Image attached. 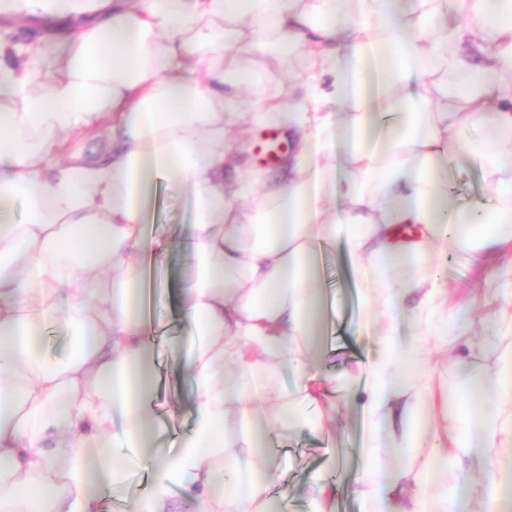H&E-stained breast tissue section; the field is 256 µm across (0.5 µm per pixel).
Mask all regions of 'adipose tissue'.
I'll return each mask as SVG.
<instances>
[{
	"label": "adipose tissue",
	"mask_w": 512,
	"mask_h": 512,
	"mask_svg": "<svg viewBox=\"0 0 512 512\" xmlns=\"http://www.w3.org/2000/svg\"><path fill=\"white\" fill-rule=\"evenodd\" d=\"M16 24L34 34L0 38V512H101L99 486L125 490V449L152 444L144 395L155 330L138 304L143 263L171 248L148 226L159 181L191 206L179 306L194 343L192 431L175 453L145 458L151 491L134 512H173L175 489L192 512H268L269 486L242 459L318 401L317 254L340 237L365 288L361 312L386 318L358 400L373 439L390 436L415 457L420 395L388 374L405 361L406 297L418 293L415 315L438 343L472 322L443 316L438 273L409 282L401 271L443 240L476 259L512 242V0H0V31ZM299 48L321 75L245 100L268 61ZM451 74L467 76L463 90L449 92ZM302 84L314 110L284 111ZM84 113L105 119V152L52 159L85 139ZM272 120L292 130L296 150L260 197L258 173L226 179L236 159L225 134ZM469 127L478 139L464 136ZM454 160L479 162L494 197L454 203ZM60 319L70 354L51 362L39 337ZM268 358L295 377L273 412L258 405ZM471 386L448 413L456 450L396 475L370 462L365 512H437L432 470L469 457L489 474L476 495L504 499L512 420L484 410L512 409V362ZM34 486L45 489L36 499Z\"/></svg>",
	"instance_id": "obj_1"
}]
</instances>
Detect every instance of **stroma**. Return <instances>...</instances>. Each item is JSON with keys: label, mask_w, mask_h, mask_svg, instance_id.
<instances>
[{"label": "stroma", "mask_w": 512, "mask_h": 512, "mask_svg": "<svg viewBox=\"0 0 512 512\" xmlns=\"http://www.w3.org/2000/svg\"><path fill=\"white\" fill-rule=\"evenodd\" d=\"M449 193L462 205L487 201L491 188L479 164L460 161L454 165ZM150 224L156 231L181 240L189 222L185 193L159 182L149 204ZM436 265L447 284V307L473 319L476 329L452 350L435 349L421 341L424 331L412 316H405L401 333L406 340V363L394 373L398 386L428 383L432 394L424 400L422 423L427 431L442 429L448 398L468 389L475 373H493L512 349V333L487 334L482 323L491 314H512V246L472 261L454 248L432 253L407 272ZM188 262L181 248H174L164 263L145 271L144 313L161 329L155 345L156 379L148 400L162 429L180 444L191 429V390L181 371L191 350L178 305L181 279ZM321 318L335 322L334 333L319 338L318 362L323 375L320 398L305 417L269 439L257 459L259 472L268 479L269 496L276 512H312L318 484L334 486L336 493L323 504L325 512H361L364 495L372 487L365 478L366 456L383 460L392 470L405 463L388 437L371 444L372 424L360 403L349 394L350 386L362 385L365 370L381 351L383 321L365 322L358 314L361 283L343 243L324 247L320 258Z\"/></svg>", "instance_id": "1"}]
</instances>
